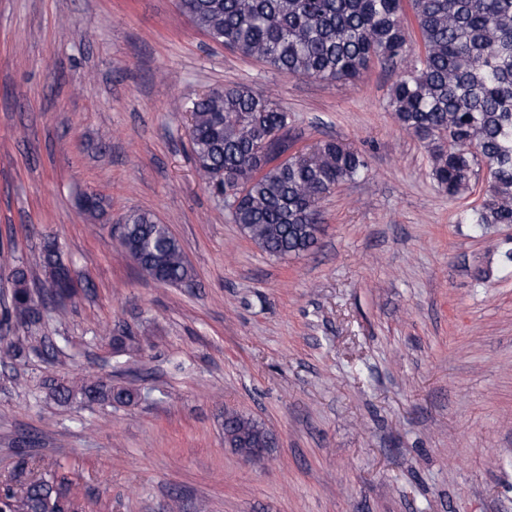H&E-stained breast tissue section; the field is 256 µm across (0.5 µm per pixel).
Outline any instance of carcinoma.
<instances>
[{
	"instance_id": "obj_1",
	"label": "carcinoma",
	"mask_w": 512,
	"mask_h": 512,
	"mask_svg": "<svg viewBox=\"0 0 512 512\" xmlns=\"http://www.w3.org/2000/svg\"><path fill=\"white\" fill-rule=\"evenodd\" d=\"M411 8L418 47L405 26ZM180 11L215 43L289 77L353 82L375 62L404 63L388 107L430 158L429 177L450 199L473 191L480 170L481 204L461 222L483 230L512 224V0H179ZM188 138L197 169L242 232L271 257L302 255L318 241L321 201L340 184L368 171L364 155L335 139L279 161L291 148V117L272 98L244 84L213 88L191 101ZM129 256L142 277L178 285L191 278L182 247L155 215L127 218ZM45 268L60 281L28 287L16 267L4 321L32 323L39 306L62 307L72 278L58 251L47 246ZM63 403L128 406L145 398L138 388L98 381L50 384ZM224 445L242 455L273 448L271 431L255 419L224 414ZM17 489L0 493V512H76L65 479L16 469Z\"/></svg>"
}]
</instances>
